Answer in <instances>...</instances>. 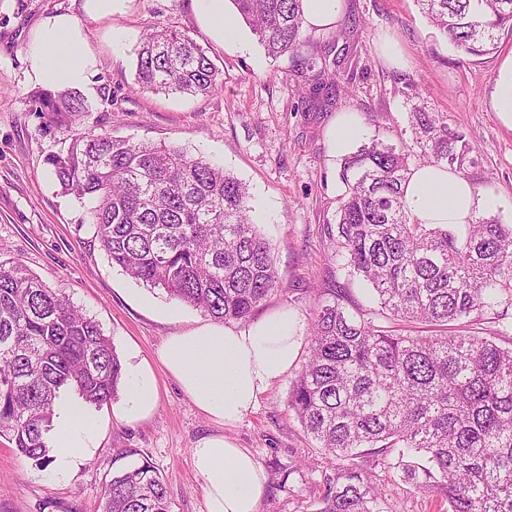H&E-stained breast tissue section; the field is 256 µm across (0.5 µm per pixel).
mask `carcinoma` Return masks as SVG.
Listing matches in <instances>:
<instances>
[{"label":"carcinoma","mask_w":512,"mask_h":512,"mask_svg":"<svg viewBox=\"0 0 512 512\" xmlns=\"http://www.w3.org/2000/svg\"><path fill=\"white\" fill-rule=\"evenodd\" d=\"M268 56L304 43V0H231ZM430 25L458 50L481 56L512 33V0H419ZM311 54L296 73L311 98L336 103L338 68ZM136 82L154 94L209 95L221 72L203 47L169 23L141 39ZM39 111L69 119L90 111L73 90L42 91ZM419 151L378 138L344 160L346 190L330 241L339 267L376 293L379 310L350 311L348 291L322 299L309 355L290 383L288 406L329 459L365 448L398 449L390 467L421 493L448 499V512H512V346L450 324L474 323L494 300L512 299V225L478 215L465 237L422 224L406 203L412 167L465 172L472 147L458 130L414 111ZM63 193L96 201L95 239L131 279L224 323L247 321L277 291L271 244L250 216L246 185L202 155L108 132H78L49 159ZM402 322L429 324L430 336L403 334ZM124 370L100 325L59 288L19 261H0V437L44 469L61 390L100 407ZM361 474L329 486L319 512H376ZM102 512H170L167 485L150 468L112 477Z\"/></svg>","instance_id":"carcinoma-1"}]
</instances>
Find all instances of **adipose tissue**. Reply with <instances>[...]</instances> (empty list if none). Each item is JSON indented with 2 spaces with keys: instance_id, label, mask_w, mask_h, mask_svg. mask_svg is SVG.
<instances>
[{
  "instance_id": "obj_1",
  "label": "adipose tissue",
  "mask_w": 512,
  "mask_h": 512,
  "mask_svg": "<svg viewBox=\"0 0 512 512\" xmlns=\"http://www.w3.org/2000/svg\"><path fill=\"white\" fill-rule=\"evenodd\" d=\"M26 59L28 82L51 92L88 87L97 68L82 26L62 13L46 16L34 28ZM404 194L421 223L460 230L483 205L467 179L429 165L413 171ZM300 343L284 310L242 329L207 324L173 334L159 351L157 363L142 360L129 365L128 394L117 417L133 423L154 411L159 398L154 368L162 366L195 406L222 428L221 433L200 438L192 449L194 469L203 480L206 512H258L266 474L253 454L224 430L252 412L271 383L288 375ZM91 438L79 407L61 406L59 431L52 440L59 450L57 469L66 471Z\"/></svg>"
}]
</instances>
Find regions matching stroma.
<instances>
[{
    "mask_svg": "<svg viewBox=\"0 0 512 512\" xmlns=\"http://www.w3.org/2000/svg\"><path fill=\"white\" fill-rule=\"evenodd\" d=\"M347 11L360 20L353 33L340 38L332 28H309L300 49L306 55L335 42L349 48L351 81L326 109L304 98L294 59L269 57L241 21L239 40L216 37L191 0H126L104 20L86 18L82 0H0V257L21 260L63 289L99 323L121 360L157 361L167 336L207 324L208 316L113 267L89 221L92 200L64 194L47 159L64 152L78 132L162 141L208 157L247 185L251 217L273 248L279 277L278 292L254 317L284 309L308 334L320 292L346 283L327 230L345 192L343 162L331 156L328 135L346 113L364 142L376 136L412 143L416 110L462 130L474 148L466 179L479 196L498 198L493 215L512 224V130L492 106L499 69L512 56V34H501L493 53L468 56L430 26L418 0H347ZM54 13L79 18L98 56L82 91L92 109L69 122L53 123L35 111L37 89L26 79L31 31ZM160 22L175 23L207 51L222 72V91L188 97L139 90L141 37ZM115 30L127 36L118 51L110 43ZM385 36L401 46L404 66L382 57ZM105 84L113 90L108 104L98 97ZM157 380L158 405L140 422L117 419L115 400L86 407L95 435L66 472L38 469L0 438V512H101L112 476L141 465L166 482L171 512H206L191 450L219 427L165 372ZM290 383L286 377L271 384L254 411L228 430L265 470L260 512H318L328 480H342L350 464L373 484L380 512H448L442 494L417 492L380 455L329 463L288 407Z\"/></svg>",
    "mask_w": 512,
    "mask_h": 512,
    "instance_id": "obj_1",
    "label": "stroma"
}]
</instances>
